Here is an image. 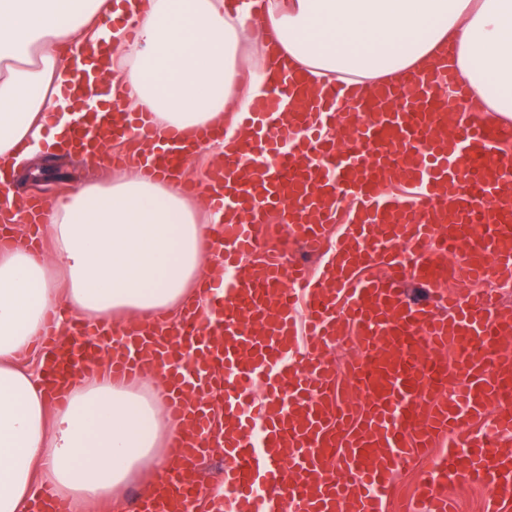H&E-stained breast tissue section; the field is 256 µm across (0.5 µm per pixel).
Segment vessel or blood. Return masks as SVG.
<instances>
[{"instance_id": "1", "label": "vessel or blood", "mask_w": 512, "mask_h": 512, "mask_svg": "<svg viewBox=\"0 0 512 512\" xmlns=\"http://www.w3.org/2000/svg\"><path fill=\"white\" fill-rule=\"evenodd\" d=\"M271 82L242 117L247 138L173 129L132 154L138 167L174 176L197 151L224 143L222 161L194 185L225 216L210 243L226 273L207 288L206 309L111 336L112 379L165 366L178 424V466L140 498V512H196L205 493L194 465L216 453L223 512H385L394 476L424 458L414 512H448L444 490L460 477L488 489L493 512H512V408L502 405L512 397L503 344L512 308L472 291L449 295L442 317L404 293L411 281L443 287L444 270L512 282V127L464 119L465 94L447 70L368 93L339 80L308 94L285 70ZM93 92L75 74L82 112L72 149L149 136L144 113L84 111ZM350 127L359 148L337 150L332 133ZM398 182L406 192L394 193ZM273 215L289 241L323 260L330 287L310 278L305 260L268 248ZM378 260L385 276L369 272ZM350 342L361 348L348 365L359 402L336 395L325 357ZM43 343L54 388L90 357L52 327ZM259 382L260 400L251 395Z\"/></svg>"}]
</instances>
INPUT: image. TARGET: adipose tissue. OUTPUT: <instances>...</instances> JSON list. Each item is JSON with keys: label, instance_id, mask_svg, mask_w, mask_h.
<instances>
[{"label": "adipose tissue", "instance_id": "1", "mask_svg": "<svg viewBox=\"0 0 512 512\" xmlns=\"http://www.w3.org/2000/svg\"><path fill=\"white\" fill-rule=\"evenodd\" d=\"M111 50L112 101L149 112L157 133L225 124L292 64L310 86L363 90L405 71L453 69L473 114L512 120V0H266L264 20L224 0H0V182L63 144L75 52ZM179 180L140 169L48 202L52 248L0 251V512H29L41 486L88 512L143 469L171 471L177 425L162 369L112 381L105 359L51 402L30 365L48 324L148 325L200 300L210 225Z\"/></svg>", "mask_w": 512, "mask_h": 512}]
</instances>
